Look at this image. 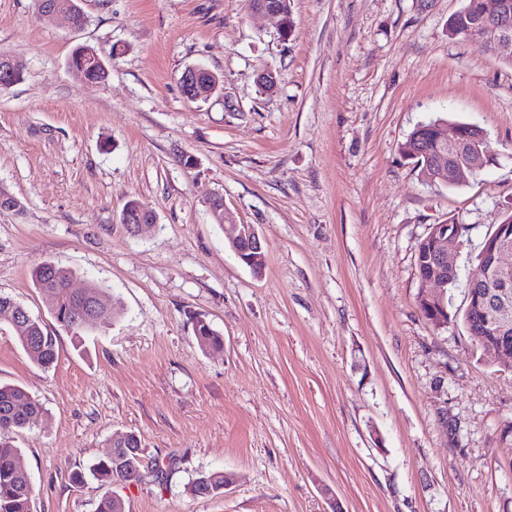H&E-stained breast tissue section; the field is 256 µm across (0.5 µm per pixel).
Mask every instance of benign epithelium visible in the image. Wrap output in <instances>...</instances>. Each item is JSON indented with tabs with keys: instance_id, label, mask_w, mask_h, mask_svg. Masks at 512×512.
<instances>
[{
	"instance_id": "benign-epithelium-1",
	"label": "benign epithelium",
	"mask_w": 512,
	"mask_h": 512,
	"mask_svg": "<svg viewBox=\"0 0 512 512\" xmlns=\"http://www.w3.org/2000/svg\"><path fill=\"white\" fill-rule=\"evenodd\" d=\"M252 12L268 15L277 20L280 37L286 35L287 22L278 9L257 2ZM482 25L474 39L498 55H512V0H482L479 6ZM185 96L190 99L207 98L223 90V84L212 71L203 66L186 69L181 77ZM439 138L448 143V154L441 155V164L448 165V179L466 180L488 163L492 157L483 129L474 124L441 123L436 128ZM224 237L238 258L253 272L259 273L266 263V255L258 232L251 224H238L233 216L223 211ZM121 223L128 225V232L137 235L145 227L143 208L122 212ZM509 226L499 225L486 237L480 251L475 274L470 278L467 291V310L471 323L495 315L489 335L482 338L487 357L495 363L512 369V241ZM462 247L456 224L436 225L428 242L421 282L428 291L421 295L428 307L427 320L439 327L446 326L448 282L458 273L457 254Z\"/></svg>"
}]
</instances>
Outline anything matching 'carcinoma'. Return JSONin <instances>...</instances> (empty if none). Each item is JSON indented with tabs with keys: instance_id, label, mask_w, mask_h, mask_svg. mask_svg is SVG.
<instances>
[{
	"instance_id": "cac0c4a2",
	"label": "carcinoma",
	"mask_w": 512,
	"mask_h": 512,
	"mask_svg": "<svg viewBox=\"0 0 512 512\" xmlns=\"http://www.w3.org/2000/svg\"><path fill=\"white\" fill-rule=\"evenodd\" d=\"M53 4L62 10L73 11L74 25L82 27L84 14L77 0H53ZM479 0H464L462 8L448 20V37H468L475 30ZM418 135V129L408 135L401 146L402 154L413 160L419 170V176L425 182L442 183L448 178V172L436 166V158L441 151L437 133L427 132L422 145L427 154L413 156L411 148ZM50 265L43 264V267ZM53 268L51 279L44 280L38 270H33L36 288L53 291L56 300L54 318L68 331L74 333L85 327H98L114 319L116 309L109 308L98 313V319L88 321L80 309L81 300L70 288L71 272L59 265ZM21 305L11 297L0 295V321H7L19 344L38 366L46 369L53 365L57 355L53 338L48 336L39 320L29 323L17 317ZM193 332L200 347L219 349L223 346L221 334L206 321L199 319L194 323ZM41 403L23 388L12 385H0V512H32L34 488L30 474L24 463L21 451L14 444V435L30 426L41 416ZM139 441L135 435H129L123 442L114 445L109 457L96 463L91 469L92 476L105 488L100 497L97 512H124L123 503L112 496L109 487L117 482H132L139 479L138 470ZM224 486V472L213 470L202 473L192 482L190 491L196 496H209L220 493Z\"/></svg>"
}]
</instances>
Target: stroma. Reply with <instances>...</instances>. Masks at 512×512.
I'll return each mask as SVG.
<instances>
[{
	"instance_id": "35a3bbf8",
	"label": "stroma",
	"mask_w": 512,
	"mask_h": 512,
	"mask_svg": "<svg viewBox=\"0 0 512 512\" xmlns=\"http://www.w3.org/2000/svg\"><path fill=\"white\" fill-rule=\"evenodd\" d=\"M79 5L77 31L0 0V50L25 64L0 88V186L23 203L0 211V294L57 353L41 368L0 328V384L44 408L15 436L32 512H96L98 481L71 474L131 432L126 512H512V370L418 308L432 225L468 227L460 314L483 240L512 214V64L449 38L463 0H292L285 42L245 0ZM79 44L107 82L69 70ZM196 65L222 93L184 95ZM439 118L483 128L494 155L457 188L424 183L401 152ZM215 196L263 238L262 274L225 243ZM132 198L156 215L135 236L120 222ZM42 263L98 283L110 325L59 327L32 281ZM198 317L223 349L199 347ZM211 470L232 485L191 494Z\"/></svg>"
}]
</instances>
